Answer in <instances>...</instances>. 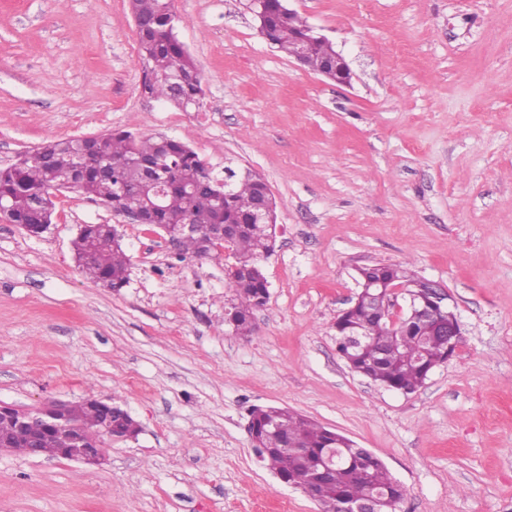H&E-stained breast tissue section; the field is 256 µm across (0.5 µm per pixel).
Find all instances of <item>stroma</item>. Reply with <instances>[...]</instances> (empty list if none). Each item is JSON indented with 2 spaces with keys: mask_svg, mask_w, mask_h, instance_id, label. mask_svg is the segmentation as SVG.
Instances as JSON below:
<instances>
[{
  "mask_svg": "<svg viewBox=\"0 0 512 512\" xmlns=\"http://www.w3.org/2000/svg\"><path fill=\"white\" fill-rule=\"evenodd\" d=\"M349 64L344 86L258 32L249 0H172L203 90L146 97L128 0H0V166L45 140L165 135L222 173L262 175L277 205L269 298L227 320L230 250L180 255L76 192L40 236L0 223V401L93 396L136 438L98 465L0 453V512H320L260 461L254 407L285 406L369 449L408 491L399 512H512V0H290ZM111 224L117 291L73 241ZM409 263L450 295L456 356L417 391L336 350L357 269Z\"/></svg>",
  "mask_w": 512,
  "mask_h": 512,
  "instance_id": "stroma-1",
  "label": "stroma"
}]
</instances>
